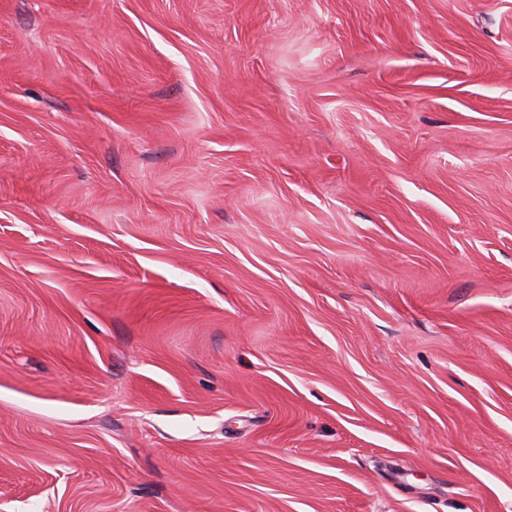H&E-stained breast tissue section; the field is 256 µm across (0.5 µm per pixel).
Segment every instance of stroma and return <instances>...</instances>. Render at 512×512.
I'll return each instance as SVG.
<instances>
[{
	"label": "stroma",
	"instance_id": "35a3bbf8",
	"mask_svg": "<svg viewBox=\"0 0 512 512\" xmlns=\"http://www.w3.org/2000/svg\"><path fill=\"white\" fill-rule=\"evenodd\" d=\"M0 512H512V0H0Z\"/></svg>",
	"mask_w": 512,
	"mask_h": 512
}]
</instances>
